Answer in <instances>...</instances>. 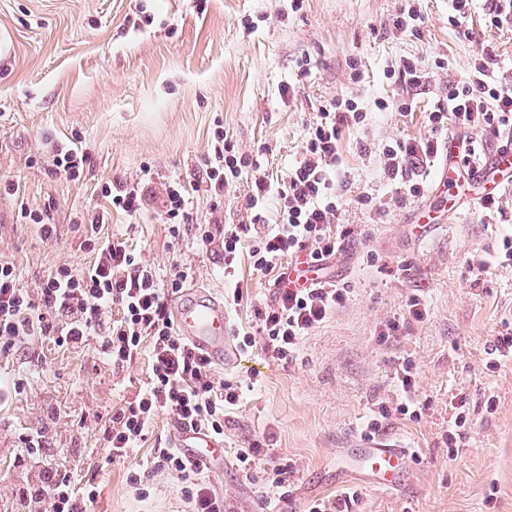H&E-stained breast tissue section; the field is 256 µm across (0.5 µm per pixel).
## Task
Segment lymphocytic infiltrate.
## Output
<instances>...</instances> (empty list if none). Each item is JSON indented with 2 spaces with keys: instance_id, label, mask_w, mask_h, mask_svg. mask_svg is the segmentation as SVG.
I'll return each mask as SVG.
<instances>
[{
  "instance_id": "obj_1",
  "label": "lymphocytic infiltrate",
  "mask_w": 512,
  "mask_h": 512,
  "mask_svg": "<svg viewBox=\"0 0 512 512\" xmlns=\"http://www.w3.org/2000/svg\"><path fill=\"white\" fill-rule=\"evenodd\" d=\"M366 112L353 102L319 105L299 157L286 181L270 178L252 156L236 152L224 130H215L201 169L191 181L163 185L162 216L172 237L192 204L190 193L205 190L217 201L225 190L249 179L246 205L251 220L198 225L201 241L224 255V303L235 311L252 298L242 288L240 268L272 280L273 304L254 310L255 332H243L239 347L261 348L284 360L302 340L325 323L345 301L347 291L328 281L290 287L289 270L299 260L322 264L336 255L350 230L339 218L348 204L351 181L339 150L345 126L362 124ZM428 137H397L382 148V170L401 197H420L425 180L447 148L442 130L455 126L469 139L468 162L485 155L477 133L503 136L512 130V78L498 75L492 53L481 50L466 80L450 85L445 102L428 114ZM145 174L101 188L111 208L136 215L143 205ZM278 203L276 222H267L269 200ZM80 227L93 253L81 269L57 267L25 288L18 266L0 259V360L25 354L33 343L73 357L95 347L99 363L111 373L124 370L138 356L147 358V377L131 397L96 415L97 446L72 464L59 461L50 422L61 419L49 406L43 421L24 428L11 457L15 478L6 487L11 512H93L102 488L98 477L114 463L137 458L128 475L140 495H147L156 475L182 484L191 512H224V500L200 480L201 469L174 448H158L146 458L138 453L160 416L187 421L214 437L224 435L226 419L245 396L241 384L217 380L208 357L195 353L178 336L170 312L172 299L191 275L178 270L161 283L152 263L127 242L113 239L106 212L84 216Z\"/></svg>"
}]
</instances>
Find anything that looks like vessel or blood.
Here are the masks:
<instances>
[{
	"label": "vessel or blood",
	"mask_w": 512,
	"mask_h": 512,
	"mask_svg": "<svg viewBox=\"0 0 512 512\" xmlns=\"http://www.w3.org/2000/svg\"><path fill=\"white\" fill-rule=\"evenodd\" d=\"M461 182L468 184L472 192L455 199L451 205L455 211L475 207L481 199L511 190L512 141L487 156L481 165L471 168L458 155L447 156L439 177L440 189L447 190ZM173 314L179 335L195 351L227 367L239 362L240 354L231 338L228 310L222 296L195 286L184 289L173 303ZM169 436L173 447L208 469H216L224 456L223 443L179 421H171ZM408 456L404 446L371 439L350 446L346 459L351 469L371 485L396 489L409 474Z\"/></svg>",
	"instance_id": "vessel-or-blood-1"
}]
</instances>
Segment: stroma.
Here are the masks:
<instances>
[{
	"label": "stroma",
	"instance_id": "35a3bbf8",
	"mask_svg": "<svg viewBox=\"0 0 512 512\" xmlns=\"http://www.w3.org/2000/svg\"><path fill=\"white\" fill-rule=\"evenodd\" d=\"M447 3L414 0L411 33L392 25L401 0H305L297 12L289 0H0V258L17 263L30 288L60 265L91 260L82 216L107 207L104 183L145 165L152 191L137 218L111 213L113 237L133 243L162 279L186 264L194 281L223 292L224 257L194 227L216 218L249 223L250 182L225 192L218 210L196 202L176 239L162 223V184L197 171L216 126L282 180L321 103L350 100L367 114L340 141L352 182L341 221L351 234L331 264L334 283L348 290L345 303L292 358L257 349L215 370L224 381H259L224 429L222 472L205 476L226 512H306L344 486L359 493L351 512H512V358L490 357L512 329V267L476 268L512 235V193L501 198V221L476 209L421 230L411 219L432 200L436 174L422 197L401 199L381 170L385 141L427 135V112L467 78L481 47L494 51L501 73L512 72V31L486 28L484 0L469 40L449 24ZM407 58L428 67L443 58L448 67L413 89L391 75ZM382 99L411 102L412 110H378ZM70 141L87 157L75 180L52 161V145ZM11 180L20 193L5 190ZM24 205L48 212L56 240L22 223ZM415 294L426 301L420 319L406 309ZM393 321L397 332L384 336ZM96 359L92 349L72 359L35 348L0 368V376L30 378L27 396L0 413V486L13 477L9 455L21 427L42 405L66 410L57 439L69 458L93 447L95 414L146 377V358L116 375L94 369ZM398 359L411 360L416 374L423 408L415 418L395 412ZM461 396L468 423L455 429L448 404ZM372 417L381 421L376 438L414 450L400 489L336 471L337 451L363 439ZM260 437L264 468L242 470L237 449ZM134 465L114 464L101 477L100 512H183L181 487L165 475L140 498L127 481ZM273 468L291 477L285 494L270 498L263 486Z\"/></svg>",
	"mask_w": 512,
	"mask_h": 512
}]
</instances>
